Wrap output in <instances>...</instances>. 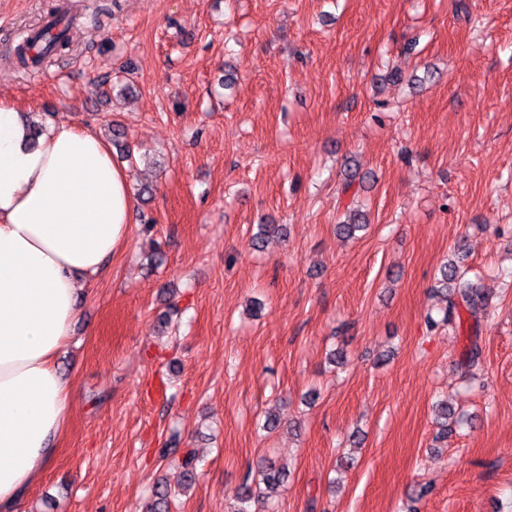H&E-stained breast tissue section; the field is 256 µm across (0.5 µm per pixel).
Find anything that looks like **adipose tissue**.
<instances>
[{
  "mask_svg": "<svg viewBox=\"0 0 512 512\" xmlns=\"http://www.w3.org/2000/svg\"><path fill=\"white\" fill-rule=\"evenodd\" d=\"M134 208L96 130L59 123L32 139L0 97V512L57 452L74 383L55 357L80 315L77 277L121 248Z\"/></svg>",
  "mask_w": 512,
  "mask_h": 512,
  "instance_id": "obj_1",
  "label": "adipose tissue"
}]
</instances>
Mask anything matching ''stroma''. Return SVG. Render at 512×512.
Masks as SVG:
<instances>
[{"label": "stroma", "mask_w": 512, "mask_h": 512, "mask_svg": "<svg viewBox=\"0 0 512 512\" xmlns=\"http://www.w3.org/2000/svg\"><path fill=\"white\" fill-rule=\"evenodd\" d=\"M58 9L69 54L0 60V96L121 123L149 191L79 280L73 407L17 512H150L159 481L172 512H224L264 457L287 477L262 512L512 505V0H0V44ZM347 158L370 217L348 242ZM261 223L286 239L254 251ZM458 249L493 291L472 370L468 324L426 326ZM441 398L468 422L440 440ZM168 443L196 453L187 493Z\"/></svg>", "instance_id": "35a3bbf8"}]
</instances>
